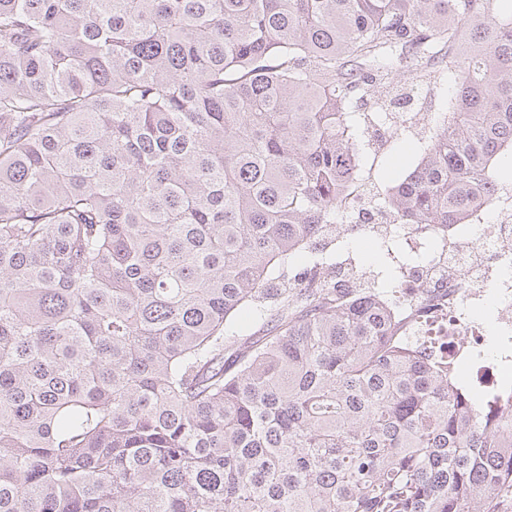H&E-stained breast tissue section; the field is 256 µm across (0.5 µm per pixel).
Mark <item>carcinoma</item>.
Instances as JSON below:
<instances>
[{"label": "carcinoma", "mask_w": 512, "mask_h": 512, "mask_svg": "<svg viewBox=\"0 0 512 512\" xmlns=\"http://www.w3.org/2000/svg\"><path fill=\"white\" fill-rule=\"evenodd\" d=\"M502 2L0 0V512L512 509L508 403L394 349L383 293L278 287L333 270L398 72L445 64L451 112L377 210L488 201Z\"/></svg>", "instance_id": "obj_1"}]
</instances>
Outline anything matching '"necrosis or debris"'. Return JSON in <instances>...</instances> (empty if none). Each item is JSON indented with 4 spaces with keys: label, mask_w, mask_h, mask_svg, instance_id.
<instances>
[{
    "label": "necrosis or debris",
    "mask_w": 512,
    "mask_h": 512,
    "mask_svg": "<svg viewBox=\"0 0 512 512\" xmlns=\"http://www.w3.org/2000/svg\"><path fill=\"white\" fill-rule=\"evenodd\" d=\"M499 221L472 214L464 224H386L382 241L398 240L415 257L401 264L392 288L389 342L466 378L477 402L512 397V199L496 194ZM491 307L494 325L477 309Z\"/></svg>",
    "instance_id": "4bbe7bcc"
}]
</instances>
